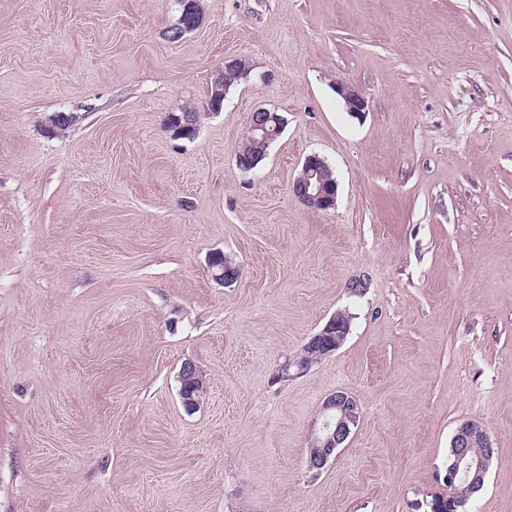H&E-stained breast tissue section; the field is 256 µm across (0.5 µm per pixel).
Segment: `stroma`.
I'll use <instances>...</instances> for the list:
<instances>
[{
    "label": "stroma",
    "mask_w": 512,
    "mask_h": 512,
    "mask_svg": "<svg viewBox=\"0 0 512 512\" xmlns=\"http://www.w3.org/2000/svg\"><path fill=\"white\" fill-rule=\"evenodd\" d=\"M196 4L174 41L179 0H0V512H430L467 421L495 448L467 512H512V0ZM259 108L288 125L245 172ZM311 154L333 209L292 192ZM336 391L360 420L314 473ZM241 66L242 62L238 59L225 60L224 70H222L213 81L212 95L214 96V102H211L212 107L218 108L215 103L224 97L227 82L238 79L242 75ZM336 93L343 99L345 106L353 115H360L365 112L366 102L359 92L351 85L340 82L337 83ZM349 331L348 316L343 312L337 313L320 333L311 336L298 353L285 361L275 376L276 380H287L293 375L292 371L295 374L307 371L314 363L335 352ZM180 396L184 406L188 409L197 408L202 400L205 382L203 376L197 370L194 364L186 362L180 372Z\"/></svg>",
    "instance_id": "obj_1"
}]
</instances>
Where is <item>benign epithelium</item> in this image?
Listing matches in <instances>:
<instances>
[{
  "label": "benign epithelium",
  "instance_id": "1",
  "mask_svg": "<svg viewBox=\"0 0 512 512\" xmlns=\"http://www.w3.org/2000/svg\"><path fill=\"white\" fill-rule=\"evenodd\" d=\"M242 62L237 59L224 61L222 70L213 81L214 100L224 97L227 82L242 75ZM336 93L343 99L345 106L353 115L365 112L366 102L359 92L351 85L340 82ZM192 130L197 134L194 114L189 110L181 114L172 113L168 118V129L174 126ZM285 119L276 112L258 109L250 116L248 134L245 144L257 140L268 144L272 141L271 133L284 128ZM328 171L325 162L316 155L306 158L301 173L292 184L293 194L305 205L318 209L329 210L335 207L337 189L328 184ZM240 270L230 261H224V267L212 269L213 278L221 284H229L239 277ZM350 331L348 316L341 312L336 314L324 329L309 338L301 350L285 361L276 375V380L283 381L292 374L307 371L314 363L335 352L345 341ZM180 396L184 406L194 409L201 403L205 382L194 364L187 362L180 372ZM324 423L320 431L311 437L307 457L308 467L312 471H320L327 462L336 455L358 425L360 411L357 402L347 393L338 391L328 396L320 408ZM495 448L491 439L480 425L463 423L455 431L451 441V458L444 476L448 488H457V480L464 477L466 489L477 491L483 487L489 467L493 461Z\"/></svg>",
  "mask_w": 512,
  "mask_h": 512
}]
</instances>
